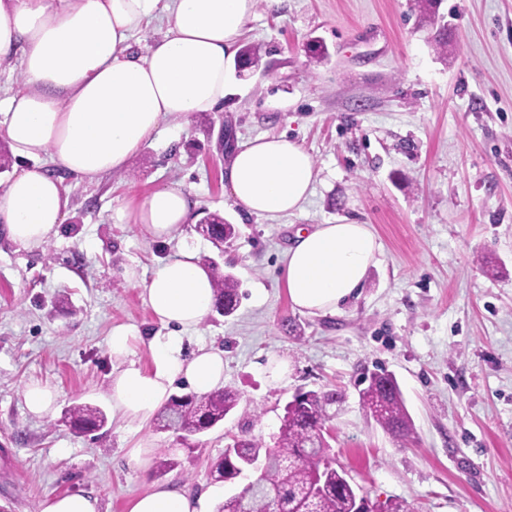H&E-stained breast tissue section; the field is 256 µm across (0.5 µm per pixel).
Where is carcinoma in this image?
Returning <instances> with one entry per match:
<instances>
[{
  "label": "carcinoma",
  "instance_id": "carcinoma-1",
  "mask_svg": "<svg viewBox=\"0 0 512 512\" xmlns=\"http://www.w3.org/2000/svg\"><path fill=\"white\" fill-rule=\"evenodd\" d=\"M200 229L218 248L236 235L235 225L217 214L208 215ZM209 269L214 311L228 317L239 305V283L232 274L218 272L212 261ZM362 383L365 387L359 391V398L365 412L395 439L407 440L413 425L395 376L377 370L364 376ZM239 400L238 393L229 388L174 395L157 414V427L180 432L187 440L224 421ZM340 401L341 395L334 390L300 391L285 406L273 446L256 437L234 440L224 452V459L211 471L214 481L233 484L241 464L260 455L263 463L248 485L224 499L218 512H357L366 497L359 495L357 485L345 470L328 460L324 437L329 409ZM66 419L73 430L81 433L107 425L106 414L85 403L72 405Z\"/></svg>",
  "mask_w": 512,
  "mask_h": 512
}]
</instances>
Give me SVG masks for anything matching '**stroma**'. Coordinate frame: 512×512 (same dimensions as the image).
I'll use <instances>...</instances> for the list:
<instances>
[{
    "label": "stroma",
    "mask_w": 512,
    "mask_h": 512,
    "mask_svg": "<svg viewBox=\"0 0 512 512\" xmlns=\"http://www.w3.org/2000/svg\"><path fill=\"white\" fill-rule=\"evenodd\" d=\"M447 48L416 0H257L242 43L260 49L235 71L222 106L167 120L129 165L88 181L48 164L69 199L45 244L20 249L0 224V512H41L51 495L86 493L99 512H129L171 485L217 512L228 486L211 468L231 439L273 445L298 391L336 389L326 424L334 466L377 504L411 512H512V0H440ZM285 135L314 161L301 211L271 221L231 199V150ZM162 185L181 186L193 221L169 242L144 236L118 209ZM234 224L217 250L196 229L207 214ZM369 225L380 251L336 314L294 310L284 254L298 229ZM212 258L240 282V305L209 315L184 340L224 353V385L239 406L182 441L153 420L127 423L109 400L112 330L162 326L141 280L179 250ZM139 280L131 282L129 271ZM288 363L277 383L268 362ZM394 374L414 433L399 442L359 402L363 372ZM50 387L52 411L31 415L24 389ZM75 403L107 412L82 435L62 416ZM152 446L141 468L130 453ZM176 469L158 475L160 460Z\"/></svg>",
    "instance_id": "stroma-1"
}]
</instances>
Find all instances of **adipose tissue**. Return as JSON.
Segmentation results:
<instances>
[{"label":"adipose tissue","instance_id":"1","mask_svg":"<svg viewBox=\"0 0 512 512\" xmlns=\"http://www.w3.org/2000/svg\"><path fill=\"white\" fill-rule=\"evenodd\" d=\"M256 0H0V67L20 68L26 86L0 100V133L21 167L0 189V223L29 249L62 224L68 198L40 160L94 180L123 170L166 120L214 111L236 65L242 28ZM165 27L146 55L129 41L146 21ZM231 198L249 216L270 220L301 210L312 193L313 161L299 144L261 136L239 143L227 171ZM130 220L155 240L181 234L189 193L160 187L130 200ZM379 244L368 225L317 224L298 230L284 267L294 309L335 312L363 284ZM164 333L147 337L149 365L131 357L133 338L113 330L112 408L144 422L168 402L177 381L196 392L224 382V354L183 340L213 309L208 270L190 249L157 265L142 283ZM130 512H199L173 486L136 498Z\"/></svg>","mask_w":512,"mask_h":512}]
</instances>
